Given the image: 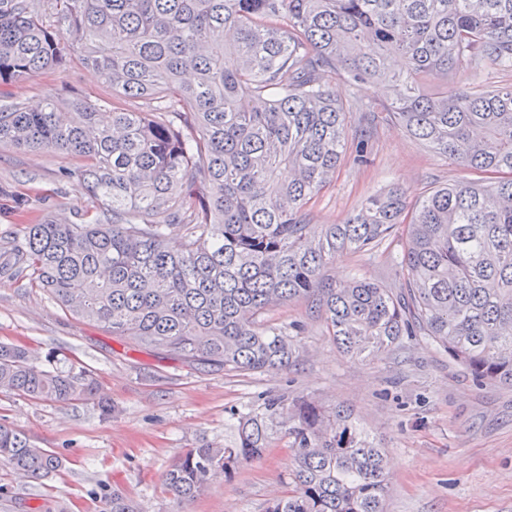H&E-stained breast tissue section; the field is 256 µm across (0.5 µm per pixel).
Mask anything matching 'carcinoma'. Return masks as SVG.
<instances>
[{"label": "carcinoma", "mask_w": 512, "mask_h": 512, "mask_svg": "<svg viewBox=\"0 0 512 512\" xmlns=\"http://www.w3.org/2000/svg\"><path fill=\"white\" fill-rule=\"evenodd\" d=\"M0 0V86L77 62L112 88V111L80 98L38 110L0 103V143L78 156L84 190L109 202L81 224H27L10 273L113 336L226 371L286 370L293 327L271 309L309 300L337 347L370 357L426 336L478 381L512 387V83L470 87L462 71L512 70V0ZM401 84L385 112L486 183L398 186L341 224L307 205L346 160L351 107L336 78ZM438 85L428 94L419 81ZM141 102L140 111L125 108ZM179 247L168 245L172 232ZM398 242L401 291L365 276L338 288L342 250ZM0 389L111 405L84 371L45 369L0 344ZM278 423L296 462L265 512H384L385 453L349 416L265 399L224 447L187 448L164 482L190 501L217 472L258 459ZM0 466L33 479L51 450L0 423Z\"/></svg>", "instance_id": "obj_1"}]
</instances>
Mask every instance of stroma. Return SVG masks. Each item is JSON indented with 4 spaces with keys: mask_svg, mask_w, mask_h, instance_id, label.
Segmentation results:
<instances>
[{
    "mask_svg": "<svg viewBox=\"0 0 512 512\" xmlns=\"http://www.w3.org/2000/svg\"><path fill=\"white\" fill-rule=\"evenodd\" d=\"M28 108L46 99L83 98L112 109V90L92 69L52 67L0 88ZM369 128L374 161L343 165L308 207L311 223L339 224L374 194L399 185L410 199L433 187L471 178V171L433 153L395 122H367L353 113L350 136ZM80 159L62 151L0 147V248L22 225L44 220L78 224L102 216L105 200L89 196L71 173ZM361 274L393 285L386 255L343 251L326 271L343 282ZM298 322L295 358L285 372L237 374L186 363L76 319L28 278L0 288V343L26 348L34 363L86 370L112 402L97 405L30 400L0 391V419L39 447L62 457L63 467L40 479L0 468V512H105L120 492L137 512H265L286 494L295 471L288 438L273 429L260 459L232 478L211 479L188 503L177 502L163 474L184 449L234 440L241 416L260 411L269 395L306 398L348 409L357 425L387 451L390 473L385 512H512V387L478 383L428 338H404L376 356L340 353L307 301L269 314Z\"/></svg>",
    "mask_w": 512,
    "mask_h": 512,
    "instance_id": "obj_1",
    "label": "stroma"
}]
</instances>
